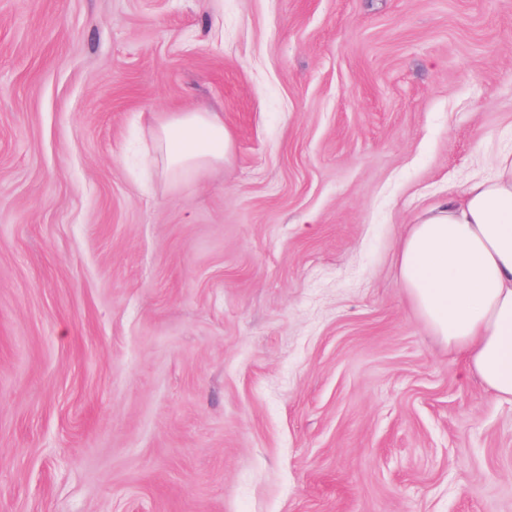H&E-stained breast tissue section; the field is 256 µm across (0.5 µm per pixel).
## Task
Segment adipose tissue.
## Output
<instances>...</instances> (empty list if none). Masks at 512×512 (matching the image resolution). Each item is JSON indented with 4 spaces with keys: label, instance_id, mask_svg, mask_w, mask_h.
<instances>
[{
    "label": "adipose tissue",
    "instance_id": "obj_1",
    "mask_svg": "<svg viewBox=\"0 0 512 512\" xmlns=\"http://www.w3.org/2000/svg\"><path fill=\"white\" fill-rule=\"evenodd\" d=\"M153 173L174 180L224 162L215 112H175L152 132ZM400 286L435 336L497 399L512 403V156L430 207L399 245Z\"/></svg>",
    "mask_w": 512,
    "mask_h": 512
}]
</instances>
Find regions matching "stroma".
Instances as JSON below:
<instances>
[{
    "instance_id": "1",
    "label": "stroma",
    "mask_w": 512,
    "mask_h": 512,
    "mask_svg": "<svg viewBox=\"0 0 512 512\" xmlns=\"http://www.w3.org/2000/svg\"><path fill=\"white\" fill-rule=\"evenodd\" d=\"M194 110L229 157L143 189ZM505 154L512 0H0V512H512L398 283Z\"/></svg>"
}]
</instances>
